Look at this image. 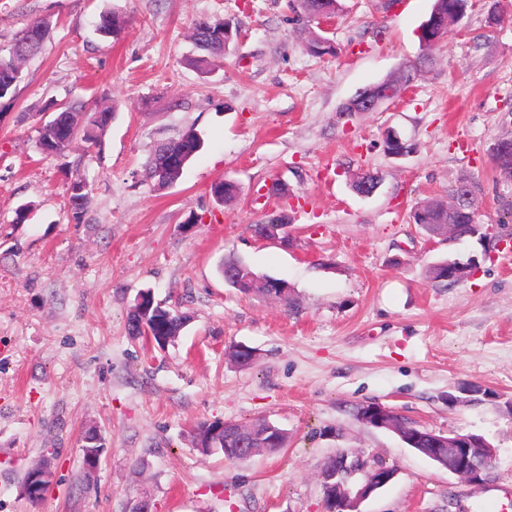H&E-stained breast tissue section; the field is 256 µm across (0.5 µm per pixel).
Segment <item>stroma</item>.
I'll use <instances>...</instances> for the list:
<instances>
[{"label":"stroma","mask_w":512,"mask_h":512,"mask_svg":"<svg viewBox=\"0 0 512 512\" xmlns=\"http://www.w3.org/2000/svg\"><path fill=\"white\" fill-rule=\"evenodd\" d=\"M341 4L337 53L315 57L287 0H0V45L31 19L51 24L0 100V512H133L146 498L155 512H325L319 473L340 449L397 472L360 512H512V420L490 401L448 404L467 384L512 398V255L497 246L512 237V187L489 153L512 137V0H470L400 97L350 116L339 109L359 89L417 62L433 0ZM107 9L127 21L119 38L93 28ZM202 16L240 30L207 74L187 64ZM68 99L114 108L102 149L43 157L47 105ZM191 129L204 146L182 177L142 180L154 145ZM390 131L412 152L388 155ZM69 168L92 185L78 223ZM362 172L381 181L373 196L351 187ZM220 180L241 195L216 203ZM461 181L478 187L489 250L409 219ZM283 212V238L253 236ZM471 255L455 286L426 276ZM228 258L286 281L294 304L230 287ZM145 289L189 317L163 349L126 332ZM238 344L251 368L230 362ZM369 402L484 434L497 449L487 483L359 422ZM258 418L287 432L285 448L228 463L193 446L199 422ZM92 429L106 448L89 472ZM44 458L53 480L34 505L20 481Z\"/></svg>","instance_id":"stroma-1"}]
</instances>
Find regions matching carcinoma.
<instances>
[{"mask_svg":"<svg viewBox=\"0 0 512 512\" xmlns=\"http://www.w3.org/2000/svg\"><path fill=\"white\" fill-rule=\"evenodd\" d=\"M468 0H434L427 20L422 24L430 45H435L449 34L463 18ZM339 0H291L290 9L297 21L309 23L317 15L327 18L339 11ZM125 27V19L114 12H104L98 16L96 32L104 38L117 37ZM50 23L37 18L18 31L6 50L0 49V99L13 97L16 87L22 80L21 62L41 52ZM233 26L222 18L200 17L192 27L191 39L196 55L187 59V64L198 70L208 69L212 63L224 56L226 44L234 38ZM306 52L321 56L333 51L331 39L315 31L310 32L304 42ZM59 120L39 128L37 146L46 157L57 156L71 148L75 141L83 143L84 152L100 151L102 137L112 121L113 113L106 109H89L83 103H64L58 108ZM203 147V140L193 129L175 140L161 141L143 164V177L155 182L159 188L175 183L183 174L184 168ZM491 159L499 175V180L512 185V138L500 139L491 148ZM90 189L89 183L79 174L70 180V213L74 221L82 218L83 205ZM477 187L469 184L470 199L448 210V202L441 197L431 198L415 206L410 219L422 225L431 236H444L446 224L456 225L455 238H475L479 243L487 240L484 225L476 220L474 202ZM211 195L220 203L231 201L238 193V186L227 181L214 183ZM472 259H446L428 267L429 278L450 287L458 283L448 278V269L464 270ZM224 274L235 279L232 287L242 293L259 292L274 296L279 300L291 301L290 294H282L286 287L283 280L269 278L254 272L238 259L224 262ZM189 317L148 298L144 304L133 307L128 315V334L134 338L142 336V328L147 327L161 336H174L184 330ZM257 447L262 454L278 452L288 443L287 434L278 435L272 442L264 435L262 424L254 425Z\"/></svg>","mask_w":512,"mask_h":512,"instance_id":"carcinoma-1","label":"carcinoma"}]
</instances>
